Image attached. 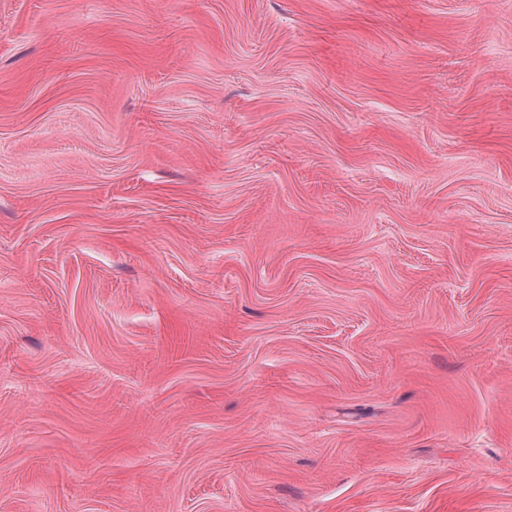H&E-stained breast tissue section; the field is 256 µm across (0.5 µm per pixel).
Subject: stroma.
Listing matches in <instances>:
<instances>
[{
  "mask_svg": "<svg viewBox=\"0 0 512 512\" xmlns=\"http://www.w3.org/2000/svg\"><path fill=\"white\" fill-rule=\"evenodd\" d=\"M0 512H512V0H0Z\"/></svg>",
  "mask_w": 512,
  "mask_h": 512,
  "instance_id": "35a3bbf8",
  "label": "stroma"
}]
</instances>
